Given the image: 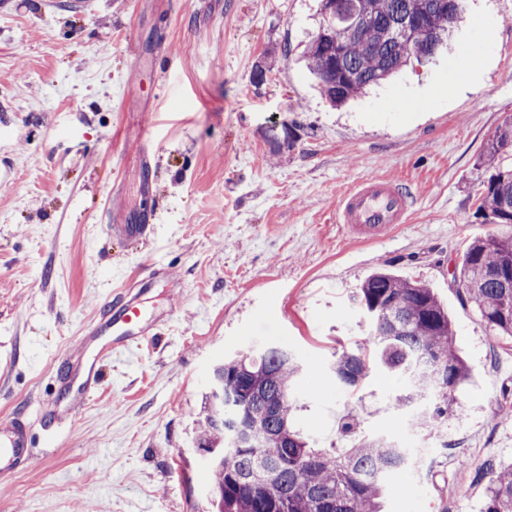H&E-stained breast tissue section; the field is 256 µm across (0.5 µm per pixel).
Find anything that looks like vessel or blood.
Here are the masks:
<instances>
[{
  "mask_svg": "<svg viewBox=\"0 0 512 512\" xmlns=\"http://www.w3.org/2000/svg\"><path fill=\"white\" fill-rule=\"evenodd\" d=\"M410 216L409 196L402 184L383 177L358 181L339 199L336 221L350 234L376 241L391 228L407 223ZM156 215L144 216L139 224H116L113 234L139 238L150 234ZM155 317L129 287L115 289L112 298L66 350L73 361L70 371L61 378L73 401L83 402L99 381V363L114 355H132L154 333ZM33 425L24 414H15L10 422L0 424V475L27 468L32 460L27 453Z\"/></svg>",
  "mask_w": 512,
  "mask_h": 512,
  "instance_id": "vessel-or-blood-1",
  "label": "vessel or blood"
}]
</instances>
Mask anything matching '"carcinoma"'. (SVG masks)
I'll return each instance as SVG.
<instances>
[{
  "label": "carcinoma",
  "instance_id": "1",
  "mask_svg": "<svg viewBox=\"0 0 512 512\" xmlns=\"http://www.w3.org/2000/svg\"><path fill=\"white\" fill-rule=\"evenodd\" d=\"M346 15L319 12L318 27L303 58L324 98L333 106L361 96L402 68L430 60L421 44L391 36L408 17L423 16L432 30L449 32L461 18L460 0H346ZM480 164L489 173L478 213L509 231L476 237L462 255L457 278L481 324L512 339V120L506 121ZM508 272V279L494 272ZM356 304L370 317L365 345L336 356L333 372L346 386L358 385L372 364L405 380L402 398L430 397L428 426L456 411L457 388L469 367L455 346V330L433 289L380 269L356 288ZM300 372L296 357L275 344L225 361L211 380L223 397L208 404L196 438L208 454L207 471L217 490L215 512H381L386 477L406 458L386 436H371L330 453L308 444L291 421L292 389ZM485 512H512V462L483 470Z\"/></svg>",
  "mask_w": 512,
  "mask_h": 512
}]
</instances>
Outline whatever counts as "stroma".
Masks as SVG:
<instances>
[{"instance_id": "35a3bbf8", "label": "stroma", "mask_w": 512, "mask_h": 512, "mask_svg": "<svg viewBox=\"0 0 512 512\" xmlns=\"http://www.w3.org/2000/svg\"><path fill=\"white\" fill-rule=\"evenodd\" d=\"M463 5L433 61L340 109L300 60L320 0L0 8V420L43 416L54 361L122 279L144 281L162 322L134 361L101 362L100 388L55 415L52 435L34 429L33 465L0 483V512H211L195 437L212 369L270 343L302 366L294 423L310 442L386 435L409 448L383 512H482L479 471L512 461V340L481 325L453 273L471 239L502 231L477 199L480 157L512 118V0ZM478 39L489 47L475 64ZM369 176L414 197L408 223L376 243L336 222L339 198ZM147 209L162 214L154 237L112 235ZM155 261L164 272L146 280ZM380 268L434 288L470 367L460 413L428 431L413 414L429 399L400 405L398 378L374 368L347 387L332 370L364 340L352 295Z\"/></svg>"}]
</instances>
